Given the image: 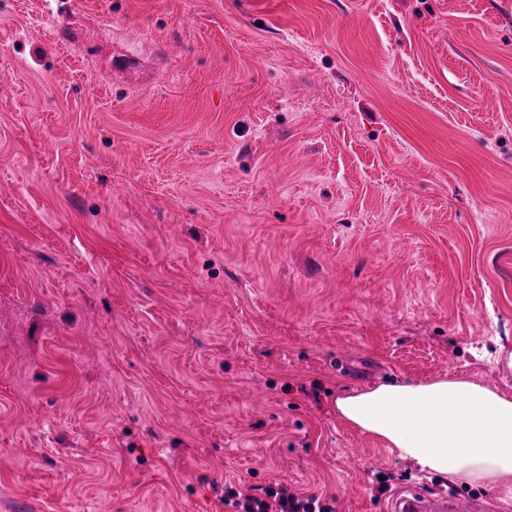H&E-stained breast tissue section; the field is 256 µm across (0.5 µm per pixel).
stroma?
Instances as JSON below:
<instances>
[{
	"mask_svg": "<svg viewBox=\"0 0 512 512\" xmlns=\"http://www.w3.org/2000/svg\"><path fill=\"white\" fill-rule=\"evenodd\" d=\"M457 376L512 396V0H0V512H512L336 414ZM263 494L264 498L228 486L224 491V503L237 509L235 512H332L330 505L318 496L301 499L289 495L283 487L273 486L266 487ZM408 494L410 496H408ZM450 506H456L451 509ZM462 501L447 492L428 493L416 487L398 493L391 501L388 512H456L462 510Z\"/></svg>",
	"mask_w": 512,
	"mask_h": 512,
	"instance_id": "stroma-1",
	"label": "stroma"
}]
</instances>
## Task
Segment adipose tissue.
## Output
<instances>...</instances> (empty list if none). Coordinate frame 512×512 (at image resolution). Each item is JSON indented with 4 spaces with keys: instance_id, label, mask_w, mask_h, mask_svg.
<instances>
[{
    "instance_id": "obj_1",
    "label": "adipose tissue",
    "mask_w": 512,
    "mask_h": 512,
    "mask_svg": "<svg viewBox=\"0 0 512 512\" xmlns=\"http://www.w3.org/2000/svg\"><path fill=\"white\" fill-rule=\"evenodd\" d=\"M336 413L420 471L512 503V397L462 377L382 383L338 397Z\"/></svg>"
}]
</instances>
